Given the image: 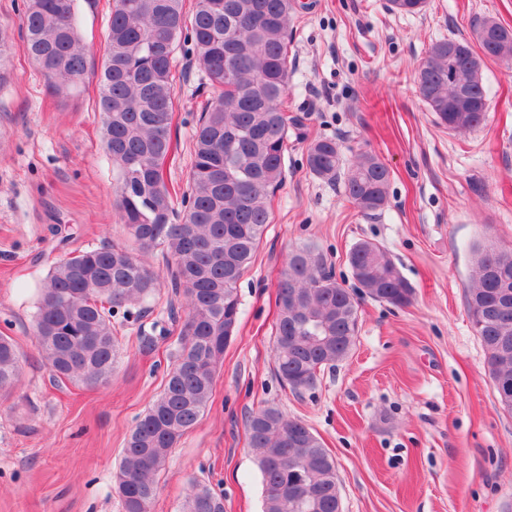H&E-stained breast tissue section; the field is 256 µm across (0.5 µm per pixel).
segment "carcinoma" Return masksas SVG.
Returning a JSON list of instances; mask_svg holds the SVG:
<instances>
[{
    "mask_svg": "<svg viewBox=\"0 0 512 512\" xmlns=\"http://www.w3.org/2000/svg\"><path fill=\"white\" fill-rule=\"evenodd\" d=\"M427 0H387L398 14H418ZM298 0H112L105 60L98 78L107 152L118 172L117 208L136 255L123 245L88 248L53 268L41 289L35 315L42 356L53 374L73 383L106 385L119 354L112 318L119 310L141 311L155 301L160 276L142 255L158 249L167 287L184 297L178 349L163 392L126 439L116 475L122 512H151L157 474L181 438L195 428L212 401L214 379L239 322L237 286L271 224L269 196L282 184L288 131V36ZM498 31L501 49L485 46L482 31ZM22 35L30 59L50 93L65 97L86 83L87 45L76 0H26ZM477 46L443 39L430 45L417 69L419 94L438 123L457 133L486 116L488 88L474 79L483 58H512V28L493 17L474 27ZM190 50L209 84L219 91L201 108L194 134L188 190L177 196L164 178L172 152L174 112L172 60ZM11 65V45L0 29V79ZM464 89L470 112L448 111ZM316 178L342 181L346 197L366 217L381 214L391 172L369 151L354 152L344 165L339 143L318 136L306 149ZM181 222L174 223L175 198ZM357 283L352 292L336 280L324 254L312 246L293 250L280 272L274 352L277 374L296 394L314 390L318 374L349 357L358 335L363 298L405 307L414 288L377 242L358 241L349 253ZM512 257L486 239L473 246L466 304L485 351L512 337ZM22 356L0 336V394L20 382ZM301 423L274 406L246 420L249 447L262 475V512H336V462L315 434L295 446L290 434ZM180 512H224V493L194 481Z\"/></svg>",
    "mask_w": 512,
    "mask_h": 512,
    "instance_id": "cac0c4a2",
    "label": "carcinoma"
}]
</instances>
